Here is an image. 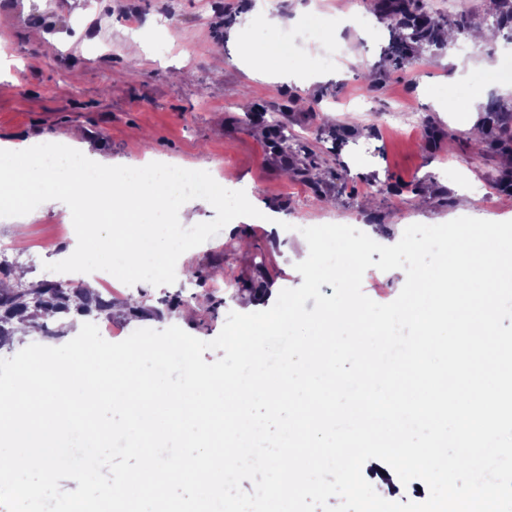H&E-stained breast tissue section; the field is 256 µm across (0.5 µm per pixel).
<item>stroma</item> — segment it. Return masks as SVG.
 <instances>
[{"mask_svg":"<svg viewBox=\"0 0 512 512\" xmlns=\"http://www.w3.org/2000/svg\"><path fill=\"white\" fill-rule=\"evenodd\" d=\"M262 9L284 34L334 27L343 64H328V45L305 43L281 59L275 79L255 78L248 52L267 32L245 18ZM391 38L387 23L368 30L356 12L341 15L337 0H98L93 12L85 0L50 9L45 0H0V141L36 143L77 129L101 161L167 162L245 191L259 217L237 218L181 255L175 283L112 293L109 318L125 334L175 325L210 341L230 312L268 309L282 289L302 284L291 261L304 242L299 225H348L389 246L411 224L458 218L463 191L471 217L512 219L497 180L504 153L474 147L464 129L466 118L483 120L492 99L512 97L500 53L425 46L397 68L383 63ZM133 39L141 46L134 60L126 54ZM377 64L382 72L367 83ZM409 111L420 128L406 125ZM271 120L289 132L296 165L309 151L319 167L284 172L267 147ZM234 236L248 247L225 249ZM76 241L57 205L0 218V242L11 248L12 269L26 270L27 287L52 282L47 264L69 257ZM96 320L58 315L40 322L31 342L64 345Z\"/></svg>","mask_w":512,"mask_h":512,"instance_id":"35a3bbf8","label":"stroma"}]
</instances>
